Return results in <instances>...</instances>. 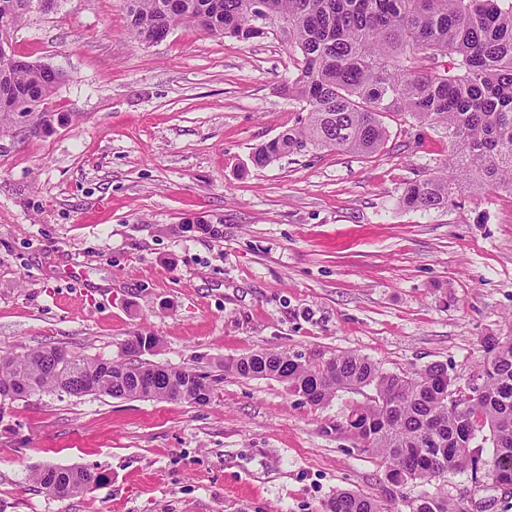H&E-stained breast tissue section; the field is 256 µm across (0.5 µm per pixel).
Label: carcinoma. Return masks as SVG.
I'll list each match as a JSON object with an SVG mask.
<instances>
[{
	"mask_svg": "<svg viewBox=\"0 0 512 512\" xmlns=\"http://www.w3.org/2000/svg\"><path fill=\"white\" fill-rule=\"evenodd\" d=\"M132 38L191 24L214 37L240 41L271 35L288 47V98L305 104L307 121L254 151L264 167L313 150L372 154L388 140L385 119L443 130L446 168L410 183L400 204L424 212L448 206L465 186L512 194V0H123ZM36 10L35 0H0V47ZM63 81L42 64L0 56V116L32 112ZM484 358L463 387L440 363L411 374L388 373L369 359L338 354L320 364L297 355L258 351L233 362L243 378L274 377L306 402L327 404L343 389L370 387L374 395L351 407L336 429L380 457L395 487L429 483L450 472L483 470L497 485H512V336H487ZM66 361L67 373L57 365ZM153 371L159 384L140 385ZM27 397L153 398L203 404L211 390L188 369L138 360L104 361L63 347L0 354V389ZM491 456L483 457L484 444ZM32 479L84 493L104 475L82 467L44 466ZM325 512H385L356 491H340ZM413 512H468L464 504L422 493Z\"/></svg>",
	"mask_w": 512,
	"mask_h": 512,
	"instance_id": "cac0c4a2",
	"label": "carcinoma"
}]
</instances>
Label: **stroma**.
<instances>
[{"label":"stroma","mask_w":512,"mask_h":512,"mask_svg":"<svg viewBox=\"0 0 512 512\" xmlns=\"http://www.w3.org/2000/svg\"><path fill=\"white\" fill-rule=\"evenodd\" d=\"M14 49L66 80L45 111L0 121V350L62 346L206 376L210 402L49 392L0 407V512H324L342 489L412 512L430 492L512 512V486L471 472L407 484L337 430L369 389L314 406L227 364L256 351L318 364L340 353L383 371L439 362L466 381L482 340L512 334V195L466 189L402 207L442 169L448 140L391 125L370 155L313 151L259 167V144L300 126L273 37L174 29L142 45L122 0H59ZM207 224H197L198 216ZM82 466L104 482L58 499L31 480Z\"/></svg>","instance_id":"1"}]
</instances>
